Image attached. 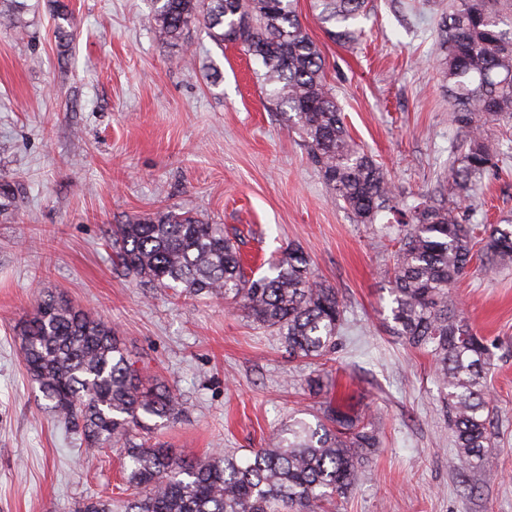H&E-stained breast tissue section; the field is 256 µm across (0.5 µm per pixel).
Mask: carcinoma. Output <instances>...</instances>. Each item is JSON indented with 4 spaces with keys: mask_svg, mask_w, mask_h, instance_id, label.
<instances>
[{
    "mask_svg": "<svg viewBox=\"0 0 512 512\" xmlns=\"http://www.w3.org/2000/svg\"><path fill=\"white\" fill-rule=\"evenodd\" d=\"M11 2L0 22L20 28L24 0ZM314 8L334 41L356 44L364 34L367 0H314ZM147 23L167 43L201 23L217 45H241L262 63L269 100L288 114L354 221L381 232L390 228L388 215H400L388 271L389 332L433 357L461 465L494 478L490 347L458 309L453 289L476 259L487 274L512 260V220L479 228L466 222L460 204L431 196L399 207L382 166L344 124L296 0H155ZM437 46L444 55L438 75L454 100L452 122L464 133L465 149L450 179L471 191L497 156L486 123L512 118V0H450ZM112 248L115 271L144 288L222 297L252 322L276 329L293 358L336 354L343 304L298 247H288L268 273L254 278L224 225L166 209L114 225ZM16 335L26 373L54 419L76 429L87 450L116 447L128 459L124 478L131 493L123 512H327L380 445L374 418L343 410L316 376L306 382L311 396L325 399L316 423L288 422L244 461L223 452L178 454L149 437L148 420H178L183 401L164 383H143L111 326L60 295L42 294Z\"/></svg>",
    "mask_w": 512,
    "mask_h": 512,
    "instance_id": "obj_1",
    "label": "carcinoma"
}]
</instances>
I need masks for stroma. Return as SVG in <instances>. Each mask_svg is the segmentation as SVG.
<instances>
[{
  "label": "stroma",
  "instance_id": "obj_1",
  "mask_svg": "<svg viewBox=\"0 0 512 512\" xmlns=\"http://www.w3.org/2000/svg\"><path fill=\"white\" fill-rule=\"evenodd\" d=\"M25 30L0 27V512H75L121 499L117 452L86 453L27 376L17 323L61 292L117 329L145 375L186 403L156 427L172 447L250 456L297 415L322 414L305 392L321 376L343 409L372 415L381 443L332 512H512V265L472 268L456 290L473 329L496 346L487 392L498 477L466 470L432 359L386 328L385 272L397 244L355 223L272 107L261 65L190 27L170 45L142 20L152 0H26ZM71 14L70 37L55 20ZM448 0H370L365 34L330 39L312 0L299 18L326 60L325 79L352 138L399 198L438 194L471 223L512 218V120L487 126L501 150L474 195L454 191L461 157L454 103L438 81L437 28ZM196 213L236 238L249 268L299 245L345 310L329 362L290 358L275 332L235 306L144 288L112 272L113 225L165 209Z\"/></svg>",
  "mask_w": 512,
  "mask_h": 512
}]
</instances>
